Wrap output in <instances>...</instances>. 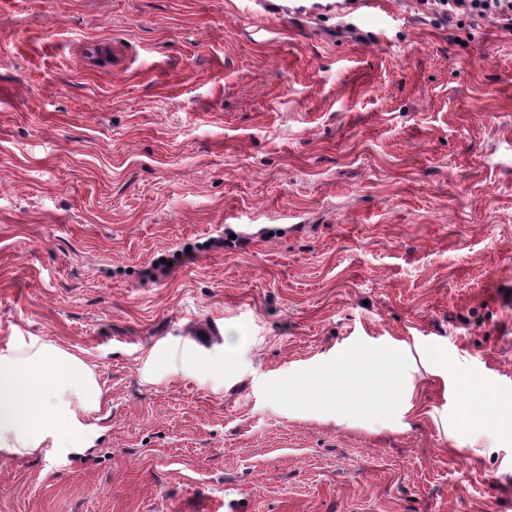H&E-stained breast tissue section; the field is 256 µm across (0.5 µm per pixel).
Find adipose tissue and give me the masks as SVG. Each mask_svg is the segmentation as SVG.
Instances as JSON below:
<instances>
[{
    "instance_id": "ef3b65f1",
    "label": "adipose tissue",
    "mask_w": 512,
    "mask_h": 512,
    "mask_svg": "<svg viewBox=\"0 0 512 512\" xmlns=\"http://www.w3.org/2000/svg\"><path fill=\"white\" fill-rule=\"evenodd\" d=\"M102 396L76 356L48 343L7 344L0 349V455L85 452L87 421Z\"/></svg>"
}]
</instances>
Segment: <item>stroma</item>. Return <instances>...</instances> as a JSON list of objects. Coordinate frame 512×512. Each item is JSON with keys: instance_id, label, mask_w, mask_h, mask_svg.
Here are the masks:
<instances>
[{"instance_id": "obj_1", "label": "stroma", "mask_w": 512, "mask_h": 512, "mask_svg": "<svg viewBox=\"0 0 512 512\" xmlns=\"http://www.w3.org/2000/svg\"><path fill=\"white\" fill-rule=\"evenodd\" d=\"M328 2L0 0V348L103 388L0 512H512V34Z\"/></svg>"}]
</instances>
